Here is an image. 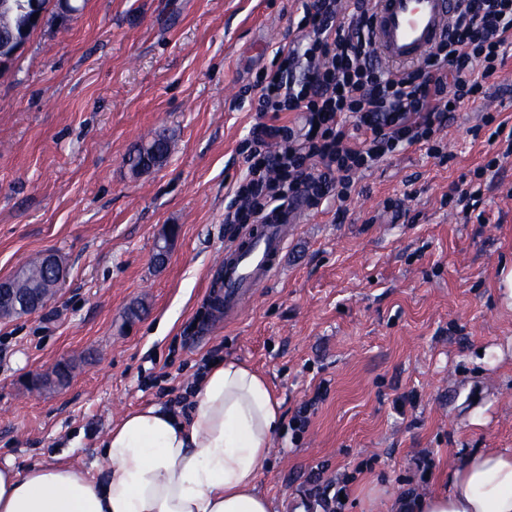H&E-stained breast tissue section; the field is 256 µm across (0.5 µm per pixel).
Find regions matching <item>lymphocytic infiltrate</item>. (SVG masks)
<instances>
[{"instance_id":"obj_1","label":"lymphocytic infiltrate","mask_w":512,"mask_h":512,"mask_svg":"<svg viewBox=\"0 0 512 512\" xmlns=\"http://www.w3.org/2000/svg\"><path fill=\"white\" fill-rule=\"evenodd\" d=\"M373 9V0H305L298 40L256 81L270 121L245 146L225 223L256 224L301 200L346 201L356 173L409 146L441 154L454 110L483 97L512 51V0H462L449 37L414 69L393 70L374 57ZM284 112L301 126L280 124Z\"/></svg>"}]
</instances>
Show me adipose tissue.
Segmentation results:
<instances>
[{
    "label": "adipose tissue",
    "mask_w": 512,
    "mask_h": 512,
    "mask_svg": "<svg viewBox=\"0 0 512 512\" xmlns=\"http://www.w3.org/2000/svg\"><path fill=\"white\" fill-rule=\"evenodd\" d=\"M281 422L266 379L228 359L208 369L189 416L158 405L125 414L100 445L99 475L0 466V512H273L256 482ZM391 507L512 512V448L465 451L437 491Z\"/></svg>",
    "instance_id": "adipose-tissue-1"
}]
</instances>
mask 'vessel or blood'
Here are the masks:
<instances>
[{
  "label": "vessel or blood",
  "instance_id": "obj_1",
  "mask_svg": "<svg viewBox=\"0 0 512 512\" xmlns=\"http://www.w3.org/2000/svg\"><path fill=\"white\" fill-rule=\"evenodd\" d=\"M459 0H375L372 38L382 60L406 64L434 50L457 14ZM295 223L291 213L268 218L240 233L215 265L217 309L245 311L256 289L268 285Z\"/></svg>",
  "mask_w": 512,
  "mask_h": 512
}]
</instances>
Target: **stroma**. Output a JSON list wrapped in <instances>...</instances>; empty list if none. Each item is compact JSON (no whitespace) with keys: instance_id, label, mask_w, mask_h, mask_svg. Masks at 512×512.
<instances>
[{"instance_id":"35a3bbf8","label":"stroma","mask_w":512,"mask_h":512,"mask_svg":"<svg viewBox=\"0 0 512 512\" xmlns=\"http://www.w3.org/2000/svg\"><path fill=\"white\" fill-rule=\"evenodd\" d=\"M301 8L85 0L46 16L0 69V279L46 252L66 270L46 307L0 319V464L90 469L126 413L192 407L210 354L249 365L281 403L257 479L275 512H316L314 490L342 474L341 512H386L435 491L465 449L512 448V307L497 291L512 267V157L487 169L501 147L481 121L512 128V56L449 122L448 161L413 146L357 174L346 203L301 215L244 313L200 333L235 233L224 210L240 145L262 121L244 89L296 39ZM158 128L167 161L131 170ZM473 187L467 219L447 196ZM59 363L69 380L39 384Z\"/></svg>"}]
</instances>
